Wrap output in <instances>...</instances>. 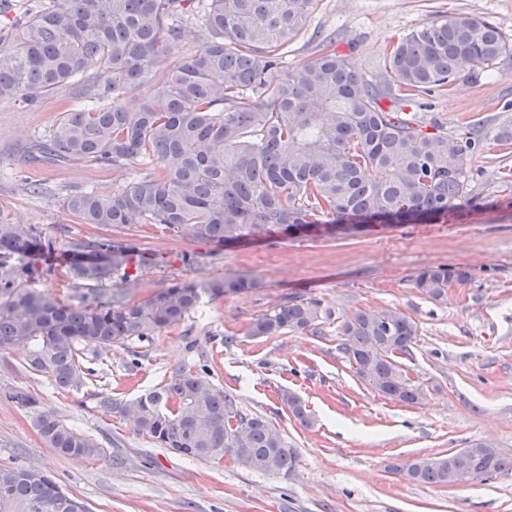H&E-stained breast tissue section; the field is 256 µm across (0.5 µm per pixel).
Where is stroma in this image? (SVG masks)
<instances>
[{
    "instance_id": "1",
    "label": "stroma",
    "mask_w": 512,
    "mask_h": 512,
    "mask_svg": "<svg viewBox=\"0 0 512 512\" xmlns=\"http://www.w3.org/2000/svg\"><path fill=\"white\" fill-rule=\"evenodd\" d=\"M444 11L481 16L512 42V0H316L307 30L288 63L316 48L317 34L336 33V49L365 78L383 65V48ZM410 112L424 126L458 141L474 138L465 197L428 224H376L338 235L324 228L293 237L271 234L229 247L173 235L156 224L130 229L144 263L133 271L129 300L173 284L228 276L254 281L235 295L209 296L180 324L108 351L88 352L98 380L60 392L27 368L19 352L0 349V466L49 472L92 512H512V472L454 487L410 483L394 472L418 455L452 452L490 439L512 453V143L493 136L512 122V58L461 75ZM59 115L54 100L37 109L0 101V212L34 224L59 249L26 256L44 270L41 289L77 302L65 245L95 235L74 223L65 194L122 189L109 168L75 164L30 168V145ZM464 267L470 283L434 300L413 286L420 269ZM297 297L318 304L317 334L253 337V318ZM397 308L419 335L408 366L424 391L404 405L365 386L345 358L340 325L359 309ZM233 343H225V335ZM206 366L213 385L239 410L267 417L297 459L288 474L244 470L232 461L185 458L141 434L132 419L106 413L101 397L132 399L181 366ZM38 396L73 427L98 440L103 460L64 457L39 435L29 413L9 398ZM297 394L313 416L299 425L281 401Z\"/></svg>"
}]
</instances>
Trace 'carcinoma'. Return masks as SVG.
Listing matches in <instances>:
<instances>
[{
	"label": "carcinoma",
	"mask_w": 512,
	"mask_h": 512,
	"mask_svg": "<svg viewBox=\"0 0 512 512\" xmlns=\"http://www.w3.org/2000/svg\"><path fill=\"white\" fill-rule=\"evenodd\" d=\"M315 0H35L0 53V100L33 107L63 104L29 161L84 162L138 177L119 192H74L63 206L78 224L104 231L67 248L75 284L88 287L65 304L37 288L44 271L0 261V348L62 390L86 384L95 370L87 350H110L180 323L203 295H233L242 278L205 286L174 284L138 303L122 292L93 304L112 279L129 282L136 239L121 230L163 224L176 235L223 246L267 234L293 236L321 224L355 227L376 216L419 224L448 214L465 194L468 152L441 126L424 130L404 107L462 72H480L512 50L498 27L479 16L446 13L385 48L384 69L368 80L336 51V35L284 68L289 46L307 29ZM209 38L186 47L187 26ZM165 64L149 96L139 87ZM389 100L385 108L381 101ZM55 242L34 224L0 216V258L21 260ZM471 273L427 267L412 278L432 299ZM318 304L287 299L255 317L252 336L316 333ZM352 370L387 399L413 405L423 389L400 358L411 355L417 323L398 309H358L340 325ZM9 399L28 410L40 435L61 456L101 460L105 450L32 393ZM282 402L304 427L312 418L300 398ZM107 413L130 416L138 431L192 458L224 459L238 448L242 467L263 474L290 471L295 449L261 415L248 416L216 389L206 371L182 369L130 401H100ZM475 479L512 470V454L489 453L480 442L441 456L404 462L419 484L445 486L457 458ZM0 512H90L48 474L0 467Z\"/></svg>",
	"instance_id": "carcinoma-1"
}]
</instances>
